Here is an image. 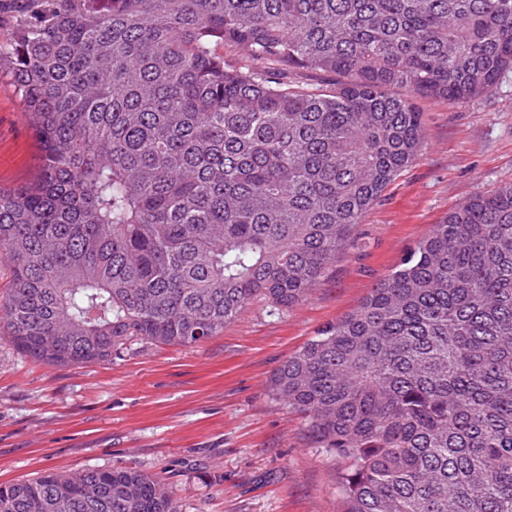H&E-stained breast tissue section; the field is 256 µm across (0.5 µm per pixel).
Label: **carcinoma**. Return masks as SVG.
<instances>
[{
    "instance_id": "obj_1",
    "label": "carcinoma",
    "mask_w": 512,
    "mask_h": 512,
    "mask_svg": "<svg viewBox=\"0 0 512 512\" xmlns=\"http://www.w3.org/2000/svg\"><path fill=\"white\" fill-rule=\"evenodd\" d=\"M2 23L42 169L0 189V325L63 366L303 301L416 159L413 98L512 70V0H0ZM271 389L345 463L342 512H512V183L450 211ZM0 512L180 509L96 468L0 483Z\"/></svg>"
}]
</instances>
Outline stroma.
I'll use <instances>...</instances> for the list:
<instances>
[{
    "instance_id": "1",
    "label": "stroma",
    "mask_w": 512,
    "mask_h": 512,
    "mask_svg": "<svg viewBox=\"0 0 512 512\" xmlns=\"http://www.w3.org/2000/svg\"><path fill=\"white\" fill-rule=\"evenodd\" d=\"M418 159L385 190L299 304L254 301L192 347L133 340L85 366L36 363L0 336V483L47 469H141L182 512H339L344 468L270 392L279 365L354 310L416 241L480 191L512 183V72L451 104L421 99ZM31 120L0 79V188L35 180Z\"/></svg>"
}]
</instances>
